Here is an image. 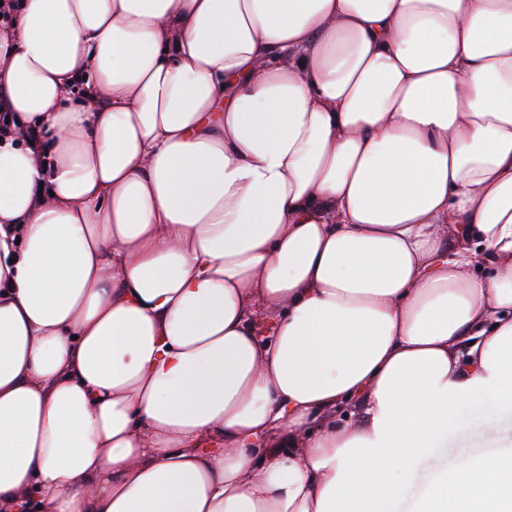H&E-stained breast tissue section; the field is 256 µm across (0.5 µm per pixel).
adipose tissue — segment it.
Here are the masks:
<instances>
[{"label": "adipose tissue", "mask_w": 512, "mask_h": 512, "mask_svg": "<svg viewBox=\"0 0 512 512\" xmlns=\"http://www.w3.org/2000/svg\"><path fill=\"white\" fill-rule=\"evenodd\" d=\"M12 3L0 512H385L512 399V0ZM512 402L488 394L459 407L448 435L418 463L407 481L404 495L386 506V512H411L412 504L437 469L451 470L460 461V449L481 452L487 448L511 447ZM512 448V447H511Z\"/></svg>", "instance_id": "obj_1"}]
</instances>
